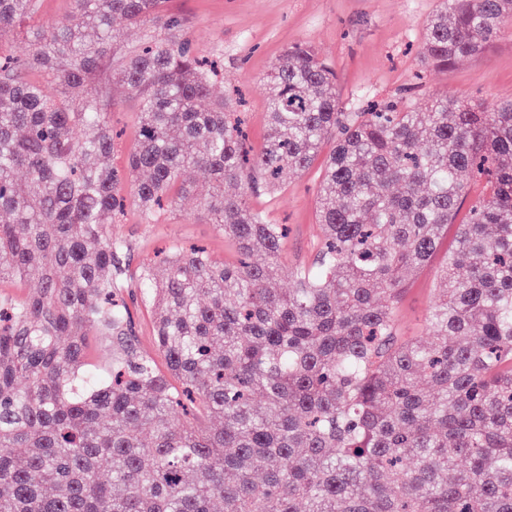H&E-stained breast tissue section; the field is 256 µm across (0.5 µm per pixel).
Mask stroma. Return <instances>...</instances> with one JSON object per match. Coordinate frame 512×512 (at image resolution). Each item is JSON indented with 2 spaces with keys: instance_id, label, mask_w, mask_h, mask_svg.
<instances>
[{
  "instance_id": "obj_1",
  "label": "stroma",
  "mask_w": 512,
  "mask_h": 512,
  "mask_svg": "<svg viewBox=\"0 0 512 512\" xmlns=\"http://www.w3.org/2000/svg\"><path fill=\"white\" fill-rule=\"evenodd\" d=\"M438 0H171L185 28L194 38L196 50L224 62V80L212 90L221 99L239 90L244 99V120L248 144L259 152L268 130V100L271 95L266 76L289 46L303 43L327 60L337 75L340 107L360 111L368 102L392 95L411 100L416 108L430 100L455 96L480 103L512 99V29L482 54L459 61L442 72L426 65L418 54L423 28ZM95 88L112 104V125L121 131V145L112 157L124 165L137 142V104L128 98L117 78V70L102 65L94 74ZM194 187L172 212L155 224L141 223L139 210L129 207L122 223L113 225L114 236L129 246V270L153 264L156 253L172 245L200 244L210 254L228 263L236 262L237 247L225 237L209 215L196 207L199 198L210 194L212 185L205 175L191 170L183 175ZM322 179L320 163L287 175L283 189L251 196L250 206L265 214L273 224L288 227L282 260L286 267L310 265L316 256L321 230L316 201ZM439 261L415 272L395 307L399 335L423 340L428 336L427 314L438 300L441 282ZM140 348L157 355L154 337L156 310L145 303L137 282L123 293Z\"/></svg>"
}]
</instances>
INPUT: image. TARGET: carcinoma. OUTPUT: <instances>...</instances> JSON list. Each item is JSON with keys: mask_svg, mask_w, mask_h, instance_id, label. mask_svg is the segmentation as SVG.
Wrapping results in <instances>:
<instances>
[{"mask_svg": "<svg viewBox=\"0 0 512 512\" xmlns=\"http://www.w3.org/2000/svg\"><path fill=\"white\" fill-rule=\"evenodd\" d=\"M74 2L67 21L29 26L20 60L3 38L32 0H0V282L37 276L0 302V512H512V99L343 112L332 68L297 44L267 76L270 133L252 155L169 0ZM117 19L159 31L118 68L140 115L123 171L92 82L120 53ZM506 23L512 0H441L423 59L446 71ZM329 136L315 260L272 288L285 233L247 193L307 169ZM187 169L209 174L200 208L239 260L175 246L163 278L142 268L165 375L116 298L128 245L112 224L130 200L156 223L192 193ZM475 169L488 181L462 215ZM450 225L429 339H404L394 306ZM90 336L116 348L101 376Z\"/></svg>", "mask_w": 512, "mask_h": 512, "instance_id": "carcinoma-1", "label": "carcinoma"}]
</instances>
